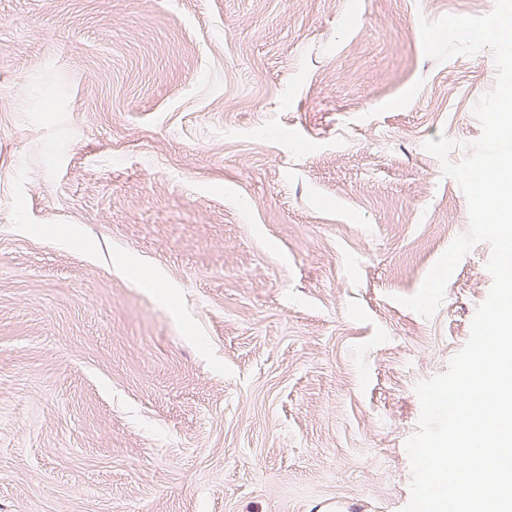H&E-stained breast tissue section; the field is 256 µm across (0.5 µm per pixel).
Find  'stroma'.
<instances>
[{
    "instance_id": "1",
    "label": "stroma",
    "mask_w": 512,
    "mask_h": 512,
    "mask_svg": "<svg viewBox=\"0 0 512 512\" xmlns=\"http://www.w3.org/2000/svg\"><path fill=\"white\" fill-rule=\"evenodd\" d=\"M495 0H0V512H402L492 286L451 161Z\"/></svg>"
}]
</instances>
